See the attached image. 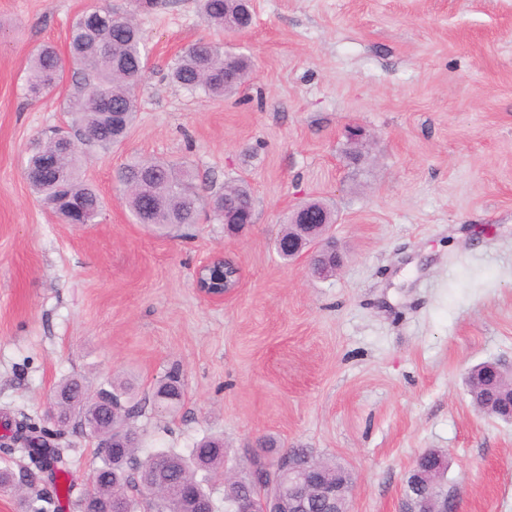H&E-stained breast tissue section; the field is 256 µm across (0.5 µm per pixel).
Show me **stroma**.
<instances>
[{
  "mask_svg": "<svg viewBox=\"0 0 512 512\" xmlns=\"http://www.w3.org/2000/svg\"><path fill=\"white\" fill-rule=\"evenodd\" d=\"M89 1L0 0V422L45 418L68 376L119 375L142 397L176 366L180 406L137 421L146 451L218 435L240 467L270 436L345 465L349 512H397L436 449L461 512H512V423L466 383L482 362L512 366V0H254L237 36L197 0H154L137 15L135 124L120 147H86L103 209L75 225L23 176L31 141L71 117L23 87L31 52L65 50ZM198 40L251 57L249 83L222 98L171 83ZM138 156L188 162L208 199L246 182L255 224L134 223L115 174ZM308 198L336 210L344 263L325 280L274 249ZM216 251L244 277L220 305L193 284Z\"/></svg>",
  "mask_w": 512,
  "mask_h": 512,
  "instance_id": "obj_1",
  "label": "stroma"
}]
</instances>
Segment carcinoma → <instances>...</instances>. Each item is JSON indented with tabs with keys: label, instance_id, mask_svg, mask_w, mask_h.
<instances>
[{
	"label": "carcinoma",
	"instance_id": "carcinoma-1",
	"mask_svg": "<svg viewBox=\"0 0 512 512\" xmlns=\"http://www.w3.org/2000/svg\"><path fill=\"white\" fill-rule=\"evenodd\" d=\"M199 8L207 24L222 30L238 31L246 25L244 6L233 0H199ZM90 14L86 10L78 15L68 34V60L80 75L74 92L65 99L76 144L65 150L54 136L38 141L26 169L37 170L47 160L56 159L60 177L30 179L31 191L61 219L66 217L70 201H82L83 223L96 224L102 212V200L82 177L83 145L88 142L109 148L121 145L127 138L136 119L133 91L145 76L148 54L134 13L121 17L118 26L113 24L115 13L108 7L97 8L95 22L89 21ZM251 70L249 57L229 52L219 43L199 40L188 45L175 60L170 79L188 90L219 98L245 84ZM64 73L65 63L56 46L50 42L41 44L28 61L27 94L34 99L56 94L62 88ZM114 108L125 112L118 124L108 115ZM195 179L191 167L159 159H134L116 175L134 223L149 224L159 233L183 224H197L204 213L222 223L227 205L253 208L252 192L246 183L231 184L207 202L198 192ZM468 387L475 406L489 416L507 420L502 409L491 402L485 379L477 380L471 373ZM56 392L81 397L88 416L76 415L63 424L49 415L48 425L40 426L25 414H19L15 423L18 449L51 484V491H39L35 486L40 479L31 473L19 477L10 466H1L0 491L15 493L21 512H45L42 503L62 497L72 501L76 512H111L116 504L125 505L129 512H178L186 489L198 497L195 508L199 510L242 512L244 501L254 494L250 481L253 473L264 472L274 462L279 475L286 477L288 458H293L302 468L309 455L305 448L276 452V441L265 438L261 446L274 456L257 455L240 471L239 477L226 479L227 452L220 437L202 439L186 455L174 449L140 454L142 435L136 426L138 418L146 415L149 406L172 410L182 401L181 376L175 368L160 382L150 405L136 399L129 381L115 378L92 392L84 379L66 377L59 382ZM79 434L93 439L99 448L108 446L117 437L125 448L119 455L106 449L102 465L95 468L92 500L84 494L72 499L73 485L65 479L68 468L64 451L70 446L69 437ZM212 480L222 485V496H214L209 487Z\"/></svg>",
	"mask_w": 512,
	"mask_h": 512
}]
</instances>
